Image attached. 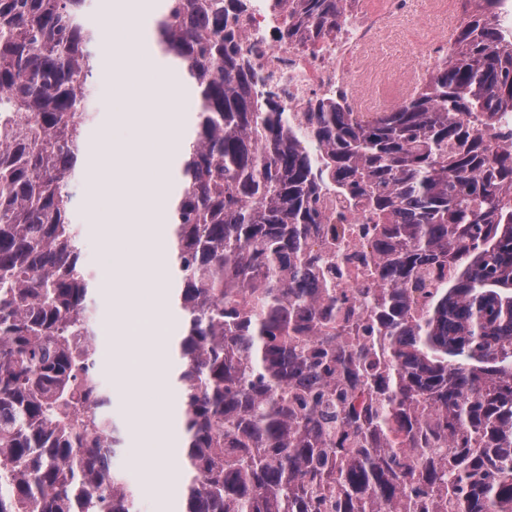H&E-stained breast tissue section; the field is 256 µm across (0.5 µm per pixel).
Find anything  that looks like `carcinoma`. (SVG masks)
<instances>
[{
	"instance_id": "1",
	"label": "carcinoma",
	"mask_w": 512,
	"mask_h": 512,
	"mask_svg": "<svg viewBox=\"0 0 512 512\" xmlns=\"http://www.w3.org/2000/svg\"><path fill=\"white\" fill-rule=\"evenodd\" d=\"M199 101L169 256L178 280L181 512H512V20L477 0L382 112L252 95L245 0H165ZM86 0H0V512H136L99 375L94 275L68 214L97 76ZM343 0L282 21L339 25ZM323 193L365 201L377 261L351 346ZM450 265L448 278L440 275Z\"/></svg>"
}]
</instances>
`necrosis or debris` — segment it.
I'll list each match as a JSON object with an SVG mask.
<instances>
[{
  "label": "necrosis or debris",
  "instance_id": "4bbe7bcc",
  "mask_svg": "<svg viewBox=\"0 0 512 512\" xmlns=\"http://www.w3.org/2000/svg\"><path fill=\"white\" fill-rule=\"evenodd\" d=\"M412 7L413 0H347L345 21L338 31L314 44L294 46L278 39L281 17L271 9L269 0H247L237 27L243 34L240 49L250 64L252 93H273L291 112L305 111L320 97L338 95L355 79L353 63L360 51L375 43L388 22ZM320 209L328 223L348 231L336 251V290L348 297L353 317L364 316L366 302L360 290L366 280L360 258L370 247L367 239L354 233L363 222V213L335 196L324 198Z\"/></svg>",
  "mask_w": 512,
  "mask_h": 512
}]
</instances>
